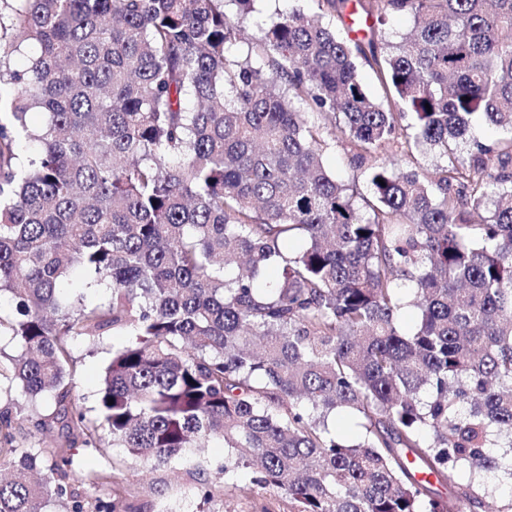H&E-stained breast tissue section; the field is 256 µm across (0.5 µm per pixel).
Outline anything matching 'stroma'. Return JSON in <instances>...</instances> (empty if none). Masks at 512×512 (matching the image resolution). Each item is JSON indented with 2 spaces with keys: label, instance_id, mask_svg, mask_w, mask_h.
Segmentation results:
<instances>
[{
  "label": "stroma",
  "instance_id": "1",
  "mask_svg": "<svg viewBox=\"0 0 512 512\" xmlns=\"http://www.w3.org/2000/svg\"><path fill=\"white\" fill-rule=\"evenodd\" d=\"M121 342V337L117 336L94 347L79 340L72 344L73 394L92 420L100 418L98 389L101 375L109 362L113 345ZM74 459L95 467L105 477L100 489L87 490V498L91 501L101 495L117 493L129 501L149 504L152 512L293 510L292 503L282 493L251 488L248 472H240L238 477L228 482L217 478L216 473L224 463V447L217 442L193 450L190 457L175 458L156 468L135 460L126 449L109 446L75 448ZM197 459L203 461L214 475L212 492L206 499L198 492L197 481L190 473L192 463Z\"/></svg>",
  "mask_w": 512,
  "mask_h": 512
}]
</instances>
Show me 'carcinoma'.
<instances>
[{
    "instance_id": "cac0c4a2",
    "label": "carcinoma",
    "mask_w": 512,
    "mask_h": 512,
    "mask_svg": "<svg viewBox=\"0 0 512 512\" xmlns=\"http://www.w3.org/2000/svg\"><path fill=\"white\" fill-rule=\"evenodd\" d=\"M254 2L0 0V512H88L78 443L159 467L205 441L294 512H512L485 481L512 480V0H314L250 34ZM477 114L503 134L466 139ZM127 333L103 435L70 343ZM22 399L61 436L15 461L18 420L46 426ZM326 123L328 128L327 139L331 143L330 148L325 153L326 163L332 170L336 172L338 176L345 180H351L353 177L357 178L356 176H358V179H356V181L358 180V187L363 192H366V183L364 178L360 175L359 171H354L347 163V159L345 158L343 150L344 146L342 144V133L338 123H336V128L334 127V124L328 121H326Z\"/></svg>"
}]
</instances>
